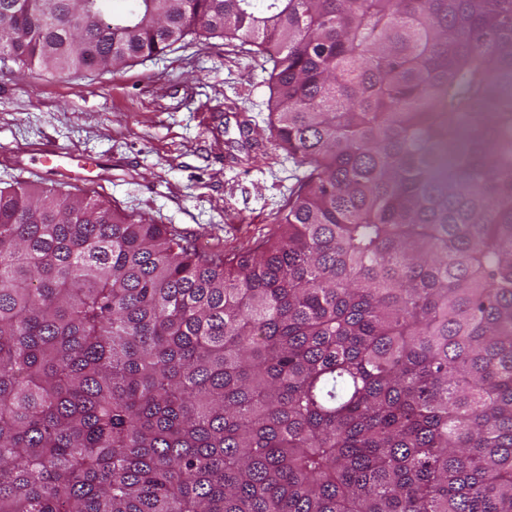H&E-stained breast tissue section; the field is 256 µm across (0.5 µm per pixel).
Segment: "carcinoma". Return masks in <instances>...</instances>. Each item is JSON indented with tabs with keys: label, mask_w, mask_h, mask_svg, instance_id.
Here are the masks:
<instances>
[{
	"label": "carcinoma",
	"mask_w": 512,
	"mask_h": 512,
	"mask_svg": "<svg viewBox=\"0 0 512 512\" xmlns=\"http://www.w3.org/2000/svg\"><path fill=\"white\" fill-rule=\"evenodd\" d=\"M111 2L0 62L240 41L301 172L230 257L0 187V512H512V0Z\"/></svg>",
	"instance_id": "1"
}]
</instances>
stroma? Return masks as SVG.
Returning <instances> with one entry per match:
<instances>
[{"instance_id":"1","label":"stroma","mask_w":512,"mask_h":512,"mask_svg":"<svg viewBox=\"0 0 512 512\" xmlns=\"http://www.w3.org/2000/svg\"><path fill=\"white\" fill-rule=\"evenodd\" d=\"M268 96L248 46L198 35L114 73H0V185L87 194L200 246L252 252L297 173L267 127ZM45 144L75 152L78 179L45 173L31 154Z\"/></svg>"}]
</instances>
